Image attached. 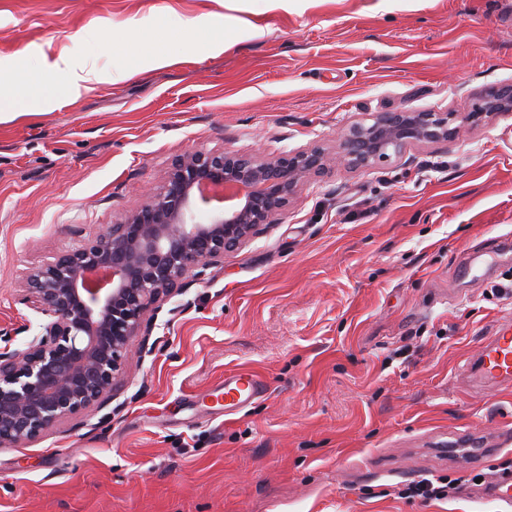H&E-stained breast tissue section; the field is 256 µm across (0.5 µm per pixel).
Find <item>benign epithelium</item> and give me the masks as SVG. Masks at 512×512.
Masks as SVG:
<instances>
[{
	"mask_svg": "<svg viewBox=\"0 0 512 512\" xmlns=\"http://www.w3.org/2000/svg\"><path fill=\"white\" fill-rule=\"evenodd\" d=\"M512 115V84L489 86L464 113L378 112L339 134L337 150L278 154L187 151L160 186L83 242L33 267L19 303L43 317L24 346L0 330V447L112 402L134 337L147 350L159 309L273 224L302 186L333 168H371L413 144L448 141L459 125Z\"/></svg>",
	"mask_w": 512,
	"mask_h": 512,
	"instance_id": "benign-epithelium-1",
	"label": "benign epithelium"
}]
</instances>
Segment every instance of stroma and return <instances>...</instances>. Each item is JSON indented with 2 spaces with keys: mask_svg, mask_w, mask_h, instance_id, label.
Listing matches in <instances>:
<instances>
[{
  "mask_svg": "<svg viewBox=\"0 0 512 512\" xmlns=\"http://www.w3.org/2000/svg\"><path fill=\"white\" fill-rule=\"evenodd\" d=\"M202 14L224 52L183 30ZM62 56L96 80L49 108ZM0 69V325L21 344L24 273L175 156L332 149L372 113L464 112L512 82V0H0ZM511 270L512 116L310 181L163 305L108 408L0 449V512H512L489 493L512 467V382L471 372L512 322ZM240 371L266 391L225 410ZM440 478L464 484L403 495ZM445 479H441L438 481L441 485L435 486L432 482L427 481L421 484H417L411 486L404 490V494H409L408 497L411 496H420L424 499L430 500H442L448 498L449 494L457 489L455 487L457 479H449L447 482Z\"/></svg>",
  "mask_w": 512,
  "mask_h": 512,
  "instance_id": "stroma-1",
  "label": "stroma"
}]
</instances>
